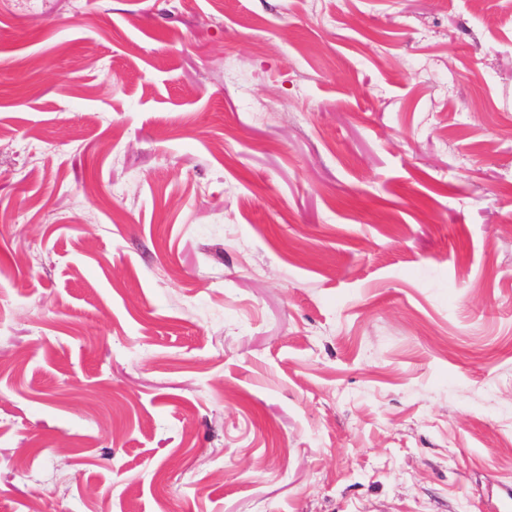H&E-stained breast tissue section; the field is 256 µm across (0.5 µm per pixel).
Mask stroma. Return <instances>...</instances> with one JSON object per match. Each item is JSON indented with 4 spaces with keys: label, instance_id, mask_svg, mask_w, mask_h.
<instances>
[{
    "label": "stroma",
    "instance_id": "1",
    "mask_svg": "<svg viewBox=\"0 0 512 512\" xmlns=\"http://www.w3.org/2000/svg\"><path fill=\"white\" fill-rule=\"evenodd\" d=\"M512 512V0H0V512Z\"/></svg>",
    "mask_w": 512,
    "mask_h": 512
}]
</instances>
